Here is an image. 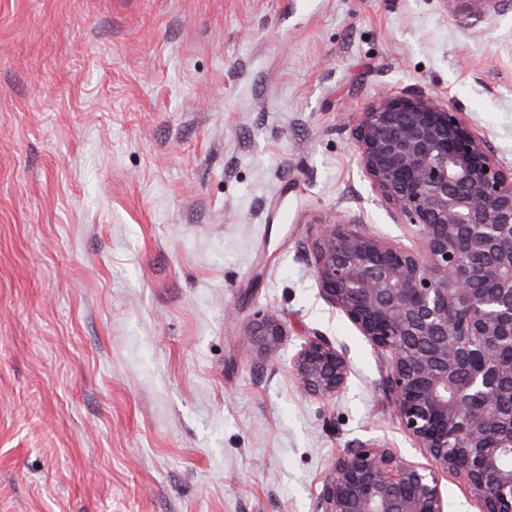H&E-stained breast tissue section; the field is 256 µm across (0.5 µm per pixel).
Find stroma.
<instances>
[{
	"label": "stroma",
	"instance_id": "stroma-1",
	"mask_svg": "<svg viewBox=\"0 0 512 512\" xmlns=\"http://www.w3.org/2000/svg\"><path fill=\"white\" fill-rule=\"evenodd\" d=\"M405 91L512 168V0H0V512H318L344 449L424 462L313 258L334 213L420 250L351 135ZM287 325L275 313L262 312L250 319L245 332L249 348L265 354H272L278 350L287 336ZM294 375L310 395L331 399L346 389L350 361L344 346L314 334L294 358Z\"/></svg>",
	"mask_w": 512,
	"mask_h": 512
}]
</instances>
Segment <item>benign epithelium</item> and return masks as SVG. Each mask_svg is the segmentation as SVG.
<instances>
[{"instance_id":"7a95c632","label":"benign epithelium","mask_w":512,"mask_h":512,"mask_svg":"<svg viewBox=\"0 0 512 512\" xmlns=\"http://www.w3.org/2000/svg\"><path fill=\"white\" fill-rule=\"evenodd\" d=\"M372 189L420 241L414 251L359 218L322 223L325 299L386 355L384 386L427 463L359 443L333 460L321 512H444L438 473L465 480L481 512H512V169L437 97H378L353 130ZM287 325L250 319L247 344L278 350ZM310 395L346 389L347 349L317 333L294 358Z\"/></svg>"}]
</instances>
